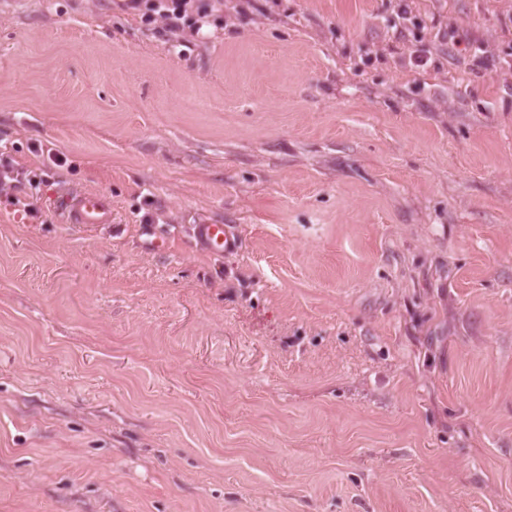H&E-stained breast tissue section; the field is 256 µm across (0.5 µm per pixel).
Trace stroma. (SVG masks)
I'll return each mask as SVG.
<instances>
[{
	"instance_id": "obj_1",
	"label": "stroma",
	"mask_w": 512,
	"mask_h": 512,
	"mask_svg": "<svg viewBox=\"0 0 512 512\" xmlns=\"http://www.w3.org/2000/svg\"><path fill=\"white\" fill-rule=\"evenodd\" d=\"M402 2L457 44L409 65ZM479 46L512 0L175 35L0 0V144L49 174L0 191V512H512V69ZM75 191L111 223H65ZM196 238L210 253L224 255L234 248L235 242L230 230L224 224H197Z\"/></svg>"
}]
</instances>
